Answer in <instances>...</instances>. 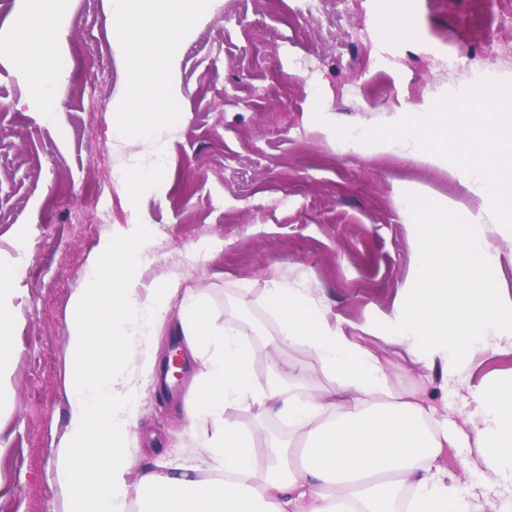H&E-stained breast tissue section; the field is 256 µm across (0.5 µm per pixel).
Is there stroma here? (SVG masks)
<instances>
[{
	"label": "stroma",
	"instance_id": "obj_1",
	"mask_svg": "<svg viewBox=\"0 0 512 512\" xmlns=\"http://www.w3.org/2000/svg\"><path fill=\"white\" fill-rule=\"evenodd\" d=\"M384 0H211L177 50L172 90L184 115L166 147L159 187L140 204L118 194L112 174L147 146L111 138L126 69L113 37L108 0H61L68 24L56 46L75 58L65 70L56 122L25 102L24 76L0 63V260L25 232L29 262L14 283L19 321L0 399V512H64L59 446L69 418L67 323L103 236L125 234L134 217L147 228L154 261L137 264L143 283L179 281L210 303L216 324L231 322L253 350V382L278 384L301 399L335 381L300 345L276 346L277 324L262 302L270 274L320 295L343 328L386 363L401 392H424L449 426L471 433L469 389L512 380V346L488 345L455 381L440 358L422 379L417 351L389 337L418 270L405 193L475 209L451 173L372 150L346 149L333 125L363 129L395 108L458 92L477 74L512 79V0H401L412 23L404 44L380 41ZM493 45L495 63L483 48ZM323 121H316L315 112ZM105 188V223H92L85 192ZM493 271L512 302V233L489 230ZM223 247L193 259L203 238ZM302 363L301 378L272 363ZM202 365L163 389L139 394L130 433L133 473L199 466L210 426H185L184 410ZM255 447L289 438L287 421L231 408Z\"/></svg>",
	"mask_w": 512,
	"mask_h": 512
}]
</instances>
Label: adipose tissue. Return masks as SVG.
I'll return each mask as SVG.
<instances>
[{"label": "adipose tissue", "mask_w": 512, "mask_h": 512, "mask_svg": "<svg viewBox=\"0 0 512 512\" xmlns=\"http://www.w3.org/2000/svg\"><path fill=\"white\" fill-rule=\"evenodd\" d=\"M57 34L58 17L48 11L34 21L20 19L14 38L0 43V59L25 73L30 101L60 94ZM145 249L140 229L104 237L84 288L72 296L67 352L74 367L61 447L65 512H392L409 488L415 494L407 512H468L442 464L458 445L456 432L419 398L390 395L382 359L331 320L311 289L274 277L263 290L278 322V345L305 346L322 373L337 379L335 388L300 401L275 385L255 388L250 345L235 325H215L202 295L176 281L142 287L127 258ZM26 255L21 247L0 263V380L11 365L19 320L10 285ZM173 309L189 352L204 360L185 420L212 426L204 441L207 472H145L133 482L127 440L138 390L154 372L155 341ZM469 396L480 407L474 427L481 463L493 476L475 496L478 512H499L502 497L512 494V381ZM234 406L276 411L293 426L297 446L269 440L266 466L258 468L252 437L228 413Z\"/></svg>", "instance_id": "adipose-tissue-1"}]
</instances>
